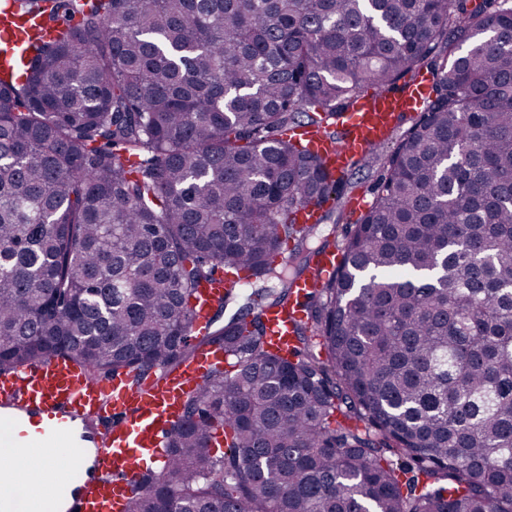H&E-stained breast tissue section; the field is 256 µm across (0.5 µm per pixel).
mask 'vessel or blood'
<instances>
[{
	"label": "vessel or blood",
	"mask_w": 512,
	"mask_h": 512,
	"mask_svg": "<svg viewBox=\"0 0 512 512\" xmlns=\"http://www.w3.org/2000/svg\"><path fill=\"white\" fill-rule=\"evenodd\" d=\"M23 35L0 18V59L14 54ZM429 93L427 78L397 92L363 98L345 113L337 141L322 135L307 138V147L324 154L333 170L353 157L389 141L396 116L418 112ZM238 273L215 270L198 290L191 332L204 335L212 313L236 289ZM298 312L285 307L266 315V331L279 346L295 334ZM224 369V349L199 346L193 357L166 371L133 382L126 375L93 380L71 359L0 372V512H119L130 494V480L146 461H157L170 426L181 419L184 403L202 380ZM58 448L65 471L41 472L28 463L33 448ZM38 479L44 488L37 500H25L20 476Z\"/></svg>",
	"instance_id": "vessel-or-blood-1"
}]
</instances>
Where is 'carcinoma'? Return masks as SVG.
I'll return each instance as SVG.
<instances>
[{
  "label": "carcinoma",
  "mask_w": 512,
  "mask_h": 512,
  "mask_svg": "<svg viewBox=\"0 0 512 512\" xmlns=\"http://www.w3.org/2000/svg\"><path fill=\"white\" fill-rule=\"evenodd\" d=\"M0 68V371L139 381L187 360L198 287L247 305L123 512H512V0H9ZM424 68L419 117L342 264L290 304L343 176L284 137ZM296 239L292 275L276 253ZM224 446L217 455L212 448ZM5 16H0V59L10 57L22 44V33L11 24L4 21ZM297 316V308H293V306L280 308L266 314L267 335L275 344L282 347L288 345V341L295 334Z\"/></svg>",
  "instance_id": "cac0c4a2"
}]
</instances>
